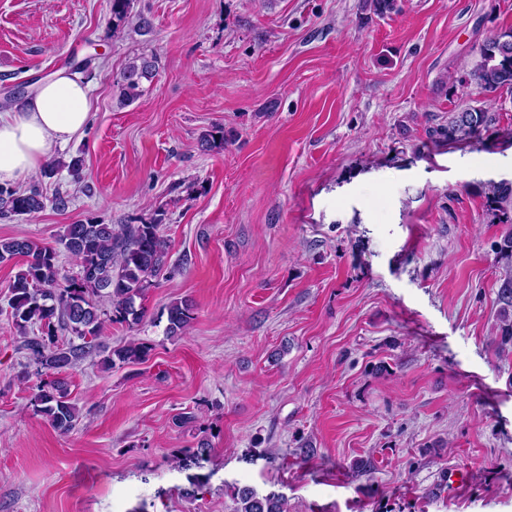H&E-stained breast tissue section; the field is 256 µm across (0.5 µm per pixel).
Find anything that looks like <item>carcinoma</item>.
Instances as JSON below:
<instances>
[{
	"instance_id": "carcinoma-1",
	"label": "carcinoma",
	"mask_w": 512,
	"mask_h": 512,
	"mask_svg": "<svg viewBox=\"0 0 512 512\" xmlns=\"http://www.w3.org/2000/svg\"><path fill=\"white\" fill-rule=\"evenodd\" d=\"M133 0H110L112 38L121 39L128 31L144 32L151 20L142 11H133ZM363 8L385 17L398 8V0H365ZM479 60L464 74L460 82L481 93L506 90L512 93V29L486 39L476 48ZM156 76L155 58L139 56L128 62L117 84L119 97L135 100L143 82ZM496 118L484 109H464L448 113V122L429 132L434 142L461 143L480 137ZM205 151L224 146V128L206 130L200 137ZM72 203L69 194L57 192L48 198L37 188L27 191L0 185V216L34 215L50 205L66 211ZM484 212L488 223L503 225L494 250L505 267L512 269V183L492 182L485 192ZM166 214L160 212L148 222L124 224L117 229L101 221L78 220L68 224L58 246L43 245L28 238L0 240V264L17 257L25 258L23 268L8 285L9 315L21 338V349L37 366V372L48 376L36 387L31 404L60 433L72 431L80 418V410L69 398V371L93 356L111 367L145 360L151 347L134 340L111 350L98 343L107 321L138 324L145 316L138 304L146 291L155 285L168 267L170 245L161 234ZM73 256L79 266L74 276L62 271L59 249ZM500 305L498 330L502 341H512V275L502 279L497 291ZM195 319V305L184 299L167 307L166 335L186 334ZM71 337L61 342L58 331ZM210 444L200 440L175 457L187 467L198 465L208 453ZM235 512H287L286 498L278 494L259 495L244 487L236 492Z\"/></svg>"
}]
</instances>
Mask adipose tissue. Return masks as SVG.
I'll return each mask as SVG.
<instances>
[{
  "label": "adipose tissue",
  "mask_w": 512,
  "mask_h": 512,
  "mask_svg": "<svg viewBox=\"0 0 512 512\" xmlns=\"http://www.w3.org/2000/svg\"><path fill=\"white\" fill-rule=\"evenodd\" d=\"M89 95L79 75L61 70L0 114V184L40 172L54 146L84 128Z\"/></svg>",
  "instance_id": "ef3b65f1"
}]
</instances>
